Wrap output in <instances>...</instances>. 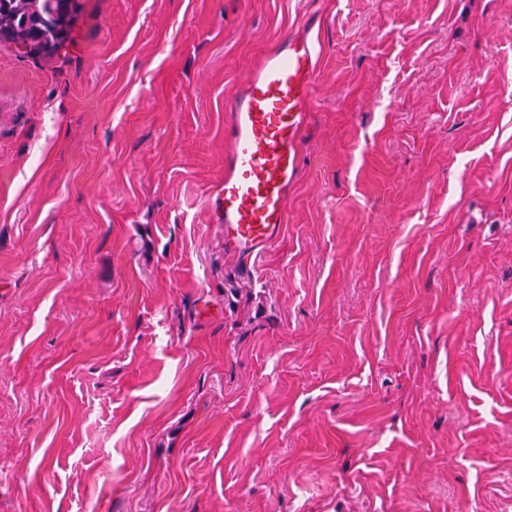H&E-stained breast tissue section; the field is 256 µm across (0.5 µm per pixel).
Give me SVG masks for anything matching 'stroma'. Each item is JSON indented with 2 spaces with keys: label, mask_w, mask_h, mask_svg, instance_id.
<instances>
[{
  "label": "stroma",
  "mask_w": 512,
  "mask_h": 512,
  "mask_svg": "<svg viewBox=\"0 0 512 512\" xmlns=\"http://www.w3.org/2000/svg\"><path fill=\"white\" fill-rule=\"evenodd\" d=\"M320 53L277 245L226 103ZM0 512H512V0H79L0 40Z\"/></svg>",
  "instance_id": "stroma-1"
}]
</instances>
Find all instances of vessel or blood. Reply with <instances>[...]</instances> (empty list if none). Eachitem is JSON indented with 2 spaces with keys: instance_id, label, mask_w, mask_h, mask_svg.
<instances>
[{
  "instance_id": "b4317fda",
  "label": "vessel or blood",
  "mask_w": 512,
  "mask_h": 512,
  "mask_svg": "<svg viewBox=\"0 0 512 512\" xmlns=\"http://www.w3.org/2000/svg\"><path fill=\"white\" fill-rule=\"evenodd\" d=\"M317 57L308 38L284 37L228 104L226 168L210 203L224 226L226 252L269 250L284 232Z\"/></svg>"
}]
</instances>
